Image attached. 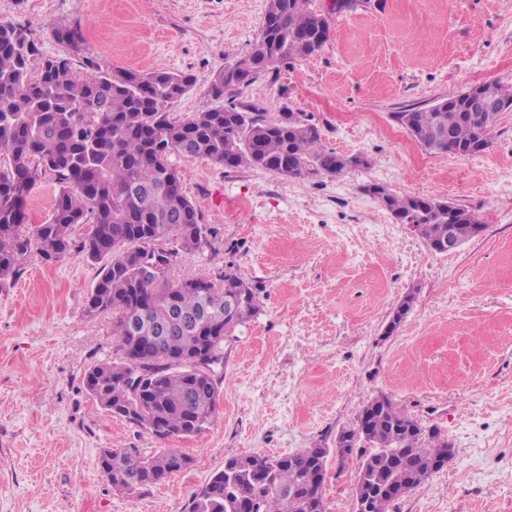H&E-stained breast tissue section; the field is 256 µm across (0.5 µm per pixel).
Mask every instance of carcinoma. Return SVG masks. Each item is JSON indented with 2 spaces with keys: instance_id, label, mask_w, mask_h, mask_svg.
<instances>
[{
  "instance_id": "1",
  "label": "carcinoma",
  "mask_w": 512,
  "mask_h": 512,
  "mask_svg": "<svg viewBox=\"0 0 512 512\" xmlns=\"http://www.w3.org/2000/svg\"><path fill=\"white\" fill-rule=\"evenodd\" d=\"M330 23L315 0H268L259 35L241 66L224 64L209 94L219 105L178 119L170 108L194 86L184 72L105 70L77 74L68 57H45L27 27L0 22V288L19 276L32 244L56 262L74 247L101 264L84 306L112 313L115 357L84 373L88 395L111 416L160 439L190 436L217 416L222 378L206 383L190 367L204 353L224 357V340L260 310L261 289L228 261L213 277L203 270L145 281L140 263L159 241L175 257L213 247L217 227L203 223L183 190L171 157L208 160L226 169L258 168L313 178L344 173V155L322 145L317 125L284 105L266 112L235 102L237 91L294 59L317 54ZM503 109L472 112L458 94L429 108L396 113L425 151L469 156L486 151ZM58 191L44 224H24L23 196L38 170ZM383 207L415 229L426 246L462 244L481 222L458 208L453 221L431 196H399L380 184ZM89 225L81 242L72 230ZM340 448H359L354 500L360 512H388L433 473L454 448L434 426L395 408L384 396L362 408L356 427L339 434ZM330 449L233 456L196 493L190 512H325L321 495ZM185 455H143L112 448L99 458L112 486L145 491L181 471Z\"/></svg>"
}]
</instances>
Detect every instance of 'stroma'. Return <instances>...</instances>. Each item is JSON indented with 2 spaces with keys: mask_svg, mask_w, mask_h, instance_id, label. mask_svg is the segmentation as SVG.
Masks as SVG:
<instances>
[{
  "mask_svg": "<svg viewBox=\"0 0 512 512\" xmlns=\"http://www.w3.org/2000/svg\"><path fill=\"white\" fill-rule=\"evenodd\" d=\"M267 0H0V21L29 28L47 56L106 69L187 72L171 107L212 106L224 62L247 52ZM329 41L241 88L237 99L311 117L326 148L364 156L338 176L290 178L174 157L183 189L221 237L178 270L223 266L235 249L261 310L224 346L215 421L161 439L108 416L85 392L89 366L111 358L112 317L84 313L98 266L74 250L31 249L0 288V512H188L225 459L330 448L326 512H354L355 457L335 453L369 398L440 428L453 459L390 512H512V112L468 157L426 152L395 119L471 86L512 88V0H372L329 15ZM75 28L81 54L54 28ZM433 196L475 213L484 231L435 253L364 187ZM413 307L386 326L407 293ZM105 448H173L187 467L140 494L99 468Z\"/></svg>",
  "mask_w": 512,
  "mask_h": 512,
  "instance_id": "1",
  "label": "stroma"
}]
</instances>
